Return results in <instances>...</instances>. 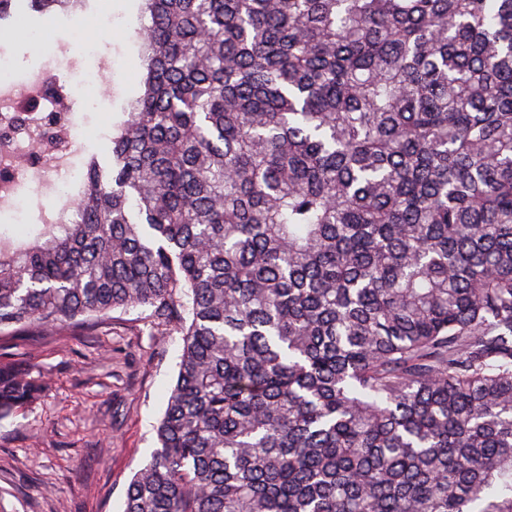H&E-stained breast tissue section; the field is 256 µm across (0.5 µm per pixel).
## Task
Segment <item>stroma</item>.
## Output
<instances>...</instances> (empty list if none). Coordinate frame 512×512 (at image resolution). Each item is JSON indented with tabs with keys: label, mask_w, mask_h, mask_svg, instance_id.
Wrapping results in <instances>:
<instances>
[{
	"label": "stroma",
	"mask_w": 512,
	"mask_h": 512,
	"mask_svg": "<svg viewBox=\"0 0 512 512\" xmlns=\"http://www.w3.org/2000/svg\"><path fill=\"white\" fill-rule=\"evenodd\" d=\"M97 11L111 18V29L74 19L55 25L40 45L16 42L32 62L56 52L65 85L99 57L111 58V99L100 110L69 113L89 149L101 144L109 114L122 111L142 78L134 0H98ZM91 38L99 57L80 51ZM147 317L141 308L118 309L89 327L0 337V355L36 365L51 379L38 402L0 422V502L7 512H122L133 472L157 447L155 427L183 346L179 331L151 328Z\"/></svg>",
	"instance_id": "35a3bbf8"
}]
</instances>
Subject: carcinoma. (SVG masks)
<instances>
[{
  "label": "carcinoma",
  "instance_id": "carcinoma-1",
  "mask_svg": "<svg viewBox=\"0 0 512 512\" xmlns=\"http://www.w3.org/2000/svg\"><path fill=\"white\" fill-rule=\"evenodd\" d=\"M138 2L109 170L0 228V335L182 333L123 512H512V0Z\"/></svg>",
  "mask_w": 512,
  "mask_h": 512
}]
</instances>
